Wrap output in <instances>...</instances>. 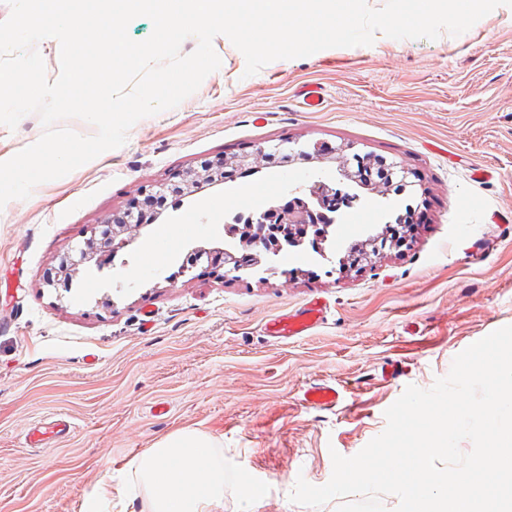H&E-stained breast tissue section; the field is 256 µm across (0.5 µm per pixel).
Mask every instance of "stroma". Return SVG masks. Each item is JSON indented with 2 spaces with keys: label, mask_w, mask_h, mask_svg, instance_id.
Returning <instances> with one entry per match:
<instances>
[{
  "label": "stroma",
  "mask_w": 512,
  "mask_h": 512,
  "mask_svg": "<svg viewBox=\"0 0 512 512\" xmlns=\"http://www.w3.org/2000/svg\"><path fill=\"white\" fill-rule=\"evenodd\" d=\"M213 48L220 68L178 106L0 208V512H80L104 471L124 491L131 462L182 430L215 438L223 512H241L249 492L259 495L252 512H337L336 499L291 502L297 478L327 483L332 453L353 456L381 434L406 386L431 388L460 352L512 325V222L496 219L512 212V7L458 36L379 34L252 76L226 36ZM308 85L322 88L320 109L303 107ZM43 131L35 113L0 124V156ZM285 141L350 147L415 172L411 247L343 270L306 243L274 256L278 271L264 279L203 265L178 275L188 251L217 246L225 222L253 212L226 202L236 186H268L276 207L289 186L334 183L335 164L298 160L160 211L159 223L197 224L164 263L145 265L137 242L109 268H84L72 288L46 285L60 256L131 199L201 160ZM477 166L489 178L472 180ZM359 195L336 226L337 250L385 227L380 195ZM359 213L365 224H353ZM316 297L329 309L309 335H267V322ZM391 364L398 372L385 376ZM325 383L339 393L335 407L306 405V389ZM60 412L75 432L53 448L25 447L24 431Z\"/></svg>",
  "instance_id": "1"
}]
</instances>
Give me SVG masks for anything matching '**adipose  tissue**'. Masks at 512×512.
<instances>
[{
    "label": "adipose tissue",
    "instance_id": "ef3b65f1",
    "mask_svg": "<svg viewBox=\"0 0 512 512\" xmlns=\"http://www.w3.org/2000/svg\"><path fill=\"white\" fill-rule=\"evenodd\" d=\"M134 479L147 494V512H221L224 459L211 436L173 433L137 457Z\"/></svg>",
    "mask_w": 512,
    "mask_h": 512
}]
</instances>
